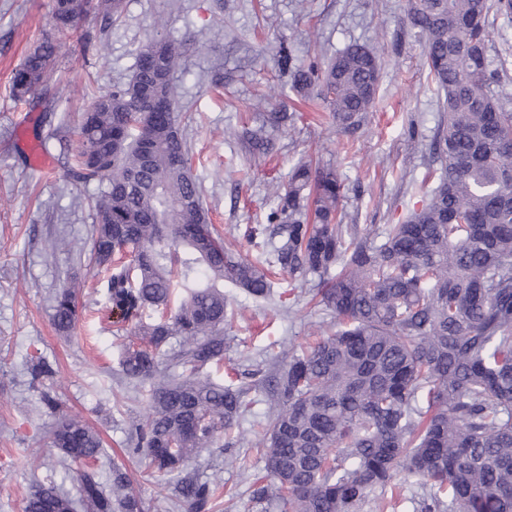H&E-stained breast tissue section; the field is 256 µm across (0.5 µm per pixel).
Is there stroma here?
Returning a JSON list of instances; mask_svg holds the SVG:
<instances>
[{
  "label": "stroma",
  "instance_id": "obj_1",
  "mask_svg": "<svg viewBox=\"0 0 512 512\" xmlns=\"http://www.w3.org/2000/svg\"><path fill=\"white\" fill-rule=\"evenodd\" d=\"M407 0H124L121 21L103 27L85 19L78 38L65 42L58 65L37 98L15 100L11 77L29 50L51 33V0H0V512H23L33 486L45 480L69 492L78 488L75 467L50 446L56 417L41 406L59 397L66 412L99 433L109 481L113 463L124 464L151 512H178L171 481L144 478L125 454L132 421L147 414L148 386L128 380L119 366L126 332L103 295V275L84 245L93 229L90 202L97 185L67 177L81 115L93 94L131 76L138 49L166 14L164 37L183 46L174 75L193 172L213 224L248 258L266 257L267 235L249 239L248 228L266 224L274 206L270 184L309 159L335 167L345 184L343 221L402 223L435 186L438 163L431 143L444 112L422 63V45L404 16ZM360 43L373 48L383 69L374 108L355 131L339 129L320 106H303L291 86L293 63H323ZM292 63V64H293ZM267 112L288 113L270 129L273 151L250 155L238 138ZM52 162L48 173L28 163L29 148ZM76 280L78 322L63 337L53 321L54 297ZM315 277L283 276L276 298L257 300L225 289L233 311L224 361L210 377L249 384L253 372L269 374L277 354L319 336L330 320L316 305ZM46 358L50 377L30 366ZM260 403L244 422L245 440L218 439L193 470L218 477L214 512H261L254 478L264 457L253 428L267 420Z\"/></svg>",
  "mask_w": 512,
  "mask_h": 512
}]
</instances>
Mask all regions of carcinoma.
<instances>
[{
  "label": "carcinoma",
  "mask_w": 512,
  "mask_h": 512,
  "mask_svg": "<svg viewBox=\"0 0 512 512\" xmlns=\"http://www.w3.org/2000/svg\"><path fill=\"white\" fill-rule=\"evenodd\" d=\"M109 25L123 0H88ZM406 17L442 96L446 120L432 155L436 186L401 224H343L345 185L332 167L300 163L271 183L273 260L254 262L212 224L179 121L172 79L182 46L142 45L128 81L83 115L68 177L95 183L91 251L108 271L107 303L130 326L124 373L149 383V414L131 424L128 451L145 471L177 480L185 512H212L217 480L180 475L256 402L273 403L256 446L255 493L279 512H361L369 495L412 479L428 489L419 512H512V109L499 97L504 62L490 55L489 19L512 23V0H408ZM11 78L27 100L54 70L61 41L80 25L52 24ZM160 57L168 73L154 68ZM381 63L353 43L320 68L295 72L302 97L320 87L334 123L358 125L373 108ZM316 275L333 322L282 355L274 383L220 384L202 375L224 358V284L257 299L273 293L271 266ZM157 319L146 322L147 309ZM54 324L70 335L76 283L57 293ZM174 336L181 372L159 370ZM60 414L52 447L81 467L78 496L50 481L23 512H149L127 470L103 487L99 434L46 394Z\"/></svg>",
  "instance_id": "carcinoma-1"
}]
</instances>
